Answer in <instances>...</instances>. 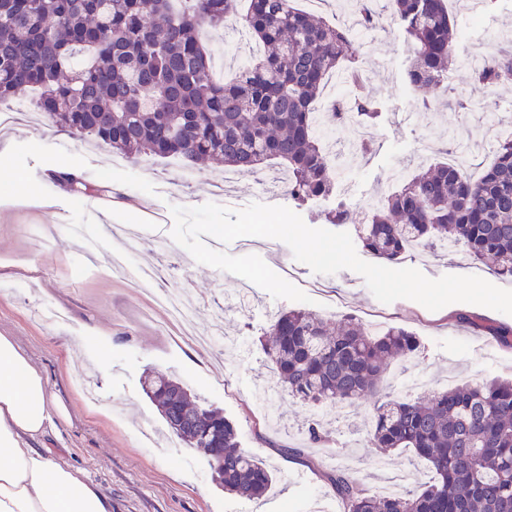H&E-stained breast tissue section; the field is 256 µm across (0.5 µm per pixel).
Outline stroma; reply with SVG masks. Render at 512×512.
Masks as SVG:
<instances>
[{"label": "stroma", "instance_id": "obj_1", "mask_svg": "<svg viewBox=\"0 0 512 512\" xmlns=\"http://www.w3.org/2000/svg\"><path fill=\"white\" fill-rule=\"evenodd\" d=\"M372 2L381 26L375 40L355 55L368 93L381 106L373 150L354 164H341L334 197L295 207L308 226L322 228L325 211L344 199L358 217L343 227L354 239L371 205L393 190L387 180L392 170L411 173L449 160L475 137L512 132V83L482 93L483 108L461 112L455 107L457 94L470 88L465 61H490L500 46L512 42V0H450L459 27L453 44L456 77L448 81L447 95L428 103L409 88L412 48L399 36L387 0ZM205 43L212 58L223 59L228 79L260 50L231 20L207 33ZM7 106L25 119L0 130V143L9 144L8 156L0 157V332L13 336L68 409L41 447L99 484L111 497L113 512H342L322 474L344 462L353 464L371 490L400 491L432 481L425 462L369 448L370 415L362 407L334 416L336 443L324 448L308 443L300 425L320 411L272 381L260 346L270 318L292 308V301L197 263L170 235L174 205L291 206L284 193H268L259 185L263 178H283L282 168L271 164L228 183L223 164L127 157L70 135L42 117L33 102L14 99ZM60 164L79 173L86 194L73 195L51 178V169ZM105 169L110 178L104 182L98 175ZM22 188L49 200V208L10 206ZM102 196L109 200L104 210L97 207ZM130 226L137 230L131 263L154 267L161 286L192 297L196 327L220 330L217 344L200 347L174 335L164 326V313L112 272L113 234ZM72 227L96 241L94 260L69 237ZM225 250L259 255L311 298V311L330 322L353 315L381 328L414 331L422 341L421 355L395 360L386 372L399 398H419L410 387L417 378L432 391L462 380L512 377V350L496 342L491 355L479 356L475 348L483 334L456 318L465 312L512 325V315L468 303L437 311L407 299L384 304L358 273H313L276 239L249 248L236 240ZM401 264L432 279L478 271L455 247L413 249ZM156 371L172 374L233 421L242 448L263 459L276 476L262 500L225 492L208 460L169 431L143 390L145 376ZM299 472L308 482L297 487L290 478Z\"/></svg>", "mask_w": 512, "mask_h": 512}]
</instances>
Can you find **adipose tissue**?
<instances>
[{"mask_svg":"<svg viewBox=\"0 0 512 512\" xmlns=\"http://www.w3.org/2000/svg\"><path fill=\"white\" fill-rule=\"evenodd\" d=\"M66 416L42 372L0 333V512H112L98 484L33 445Z\"/></svg>","mask_w":512,"mask_h":512,"instance_id":"ef3b65f1","label":"adipose tissue"}]
</instances>
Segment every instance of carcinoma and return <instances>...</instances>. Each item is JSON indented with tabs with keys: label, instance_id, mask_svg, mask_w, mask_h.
Instances as JSON below:
<instances>
[{
	"label": "carcinoma",
	"instance_id": "cac0c4a2",
	"mask_svg": "<svg viewBox=\"0 0 512 512\" xmlns=\"http://www.w3.org/2000/svg\"><path fill=\"white\" fill-rule=\"evenodd\" d=\"M0 0V100L36 92L45 117L64 130L127 156L214 158L238 173L276 160L288 171V196L300 205L332 195L336 165L315 128L325 79L356 77L355 30L303 12L290 0ZM398 31L414 45L408 70L415 91H434L454 64L457 29L445 0H392ZM232 18L263 47L236 77L219 83L201 41ZM484 86L512 83V51L473 73ZM355 113L370 127L378 103L361 90L331 104L337 124ZM331 224H353L340 202ZM374 257L398 263L412 247L460 246L471 261L512 279V137L478 178L463 164L437 162L401 178L363 225ZM455 318L512 348V326L465 313ZM263 346L278 385L301 401L337 413L374 398L367 434L382 452L408 448L434 471L418 490L364 488L349 465L325 479L345 512H512V381H463L418 401L386 392L390 360L419 355L400 326L373 332L350 315L336 327L302 308L279 312ZM145 391L172 431L208 454L224 490L261 498L274 474L240 447L236 428L196 404L173 376L155 372ZM313 444L329 441L321 419L305 425Z\"/></svg>",
	"mask_w": 512,
	"mask_h": 512
}]
</instances>
